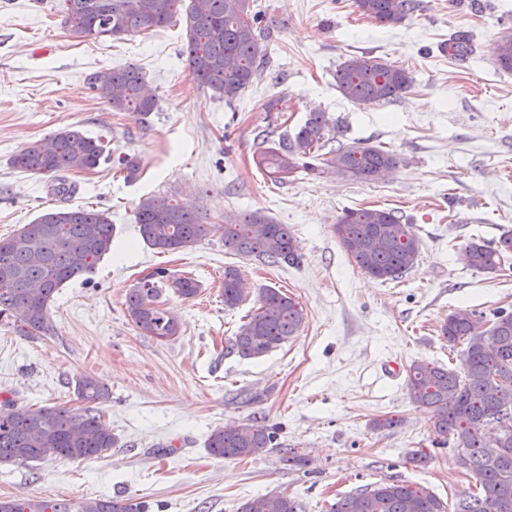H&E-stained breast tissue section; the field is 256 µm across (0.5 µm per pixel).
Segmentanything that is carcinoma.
<instances>
[{
  "label": "carcinoma",
  "mask_w": 512,
  "mask_h": 512,
  "mask_svg": "<svg viewBox=\"0 0 512 512\" xmlns=\"http://www.w3.org/2000/svg\"><path fill=\"white\" fill-rule=\"evenodd\" d=\"M185 0H64V24L76 37L121 39L170 24ZM254 0H190L185 8L186 61L192 80L212 95L232 104L261 77L267 64L269 32L259 27ZM362 14L383 25L401 22L418 10L419 0H356ZM497 66L512 71V33L495 42ZM336 87L358 104L392 103L413 85L410 72L378 57L351 56L334 74ZM87 85L119 112L146 116L160 110L159 100L145 91L138 67L128 65L96 71ZM339 134L323 112H312L292 137L275 145L257 143L255 164L276 182L293 174L324 173L315 164L318 152ZM326 166L348 179L369 182L383 171L399 167L401 159L381 146L340 143L329 151ZM111 161L99 139L70 126L29 146L12 159L25 172L53 177V192L66 199L75 190L65 173L92 170ZM142 240L162 252L187 250L215 235L216 225L195 209L167 195L142 198L135 207ZM341 247L368 276L398 281L420 257L413 225L396 212L377 208L347 209L334 225ZM113 225L106 210L59 207L0 240V325L20 336L44 339L56 333L49 309L61 286L92 271L110 252ZM224 248L268 264L300 262L296 239L286 224L273 222L260 210L224 213ZM465 263L482 273L499 271L512 253V231L498 240L472 239L462 248ZM167 287L184 299L199 294L189 277L158 269L130 289L125 310L146 336L168 341L181 332L176 316L160 301ZM248 292L241 270L224 267V307L237 308ZM304 310L277 288L261 290L256 310L246 316L225 347L226 354L259 359L297 336ZM449 344L465 345V372L435 363H414L406 377L412 403L433 415L435 444L452 446L467 460L482 492L448 503L426 487L385 479L340 497L331 512H512V313L497 311L491 321L467 309L449 314L440 326ZM78 407L31 408L5 397L0 400V465L45 463L56 459L94 460L112 456L118 439L104 423L99 404L110 398L106 384L94 375L75 379ZM276 428L254 414L246 422L218 427L206 440L210 455L223 459L258 456L277 447ZM0 512H148L133 497L91 498L76 502L35 496L0 499ZM237 512H305L301 501L283 493L246 500Z\"/></svg>",
  "instance_id": "carcinoma-1"
}]
</instances>
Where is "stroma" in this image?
Segmentation results:
<instances>
[{
    "mask_svg": "<svg viewBox=\"0 0 512 512\" xmlns=\"http://www.w3.org/2000/svg\"><path fill=\"white\" fill-rule=\"evenodd\" d=\"M62 5L0 0V238L58 206L51 177L15 168L12 157L76 125L104 141L113 160L69 173L76 191L68 205L109 211L113 247L56 294L55 336L30 340L0 325V397L73 407L76 377L93 374L111 391L101 409L119 446L98 460L2 464L0 498L135 496L149 512H236L248 498L284 491L306 512H330L341 496L383 479L426 487L448 502L478 492L455 449L434 448L432 415L409 400L406 372L421 361L463 371L462 345L440 334L453 311L512 312V259L484 274L461 257L469 239L512 230V72L500 70L492 53L512 30V0H420L391 26L362 16L354 0H254L272 24L268 64L230 105L190 77L184 21L122 39L76 38ZM458 32L472 45L461 57L443 49ZM362 53L408 70L411 91L388 104L344 98L334 73ZM129 64L161 105L142 119L112 110L86 85L93 72ZM271 99L285 110L263 111ZM312 111L326 113L344 142L393 151L399 168L375 182L329 170L272 181L253 160L259 135H293ZM125 155L140 162L136 179L115 163ZM159 194L213 223L230 211L263 210L289 226L301 260L271 267L234 255L217 236L159 252L143 242L134 218L141 197ZM364 207L413 224L421 254L403 280L370 278L340 246L337 217ZM229 265L249 288L233 310L221 296ZM161 267L201 286L189 300L164 290L165 307L181 323L168 341L144 336L125 312L129 290ZM266 286L301 304L300 334L260 359L225 355L227 338ZM255 393L264 396L257 406L247 402ZM257 409L277 426L278 449L209 455L211 430ZM392 416L401 420L397 428H372V420ZM284 448L300 464L282 463ZM417 451L430 461L417 462Z\"/></svg>",
    "mask_w": 512,
    "mask_h": 512,
    "instance_id": "35a3bbf8",
    "label": "stroma"
}]
</instances>
